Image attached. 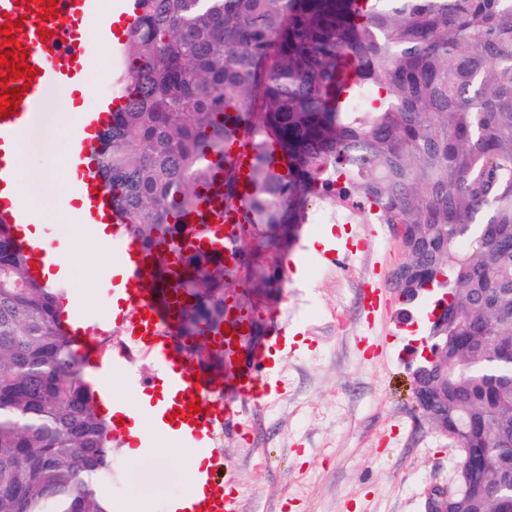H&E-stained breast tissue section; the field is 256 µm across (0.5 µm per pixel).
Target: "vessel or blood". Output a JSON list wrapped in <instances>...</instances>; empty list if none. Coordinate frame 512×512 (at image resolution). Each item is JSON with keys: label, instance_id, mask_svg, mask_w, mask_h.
Here are the masks:
<instances>
[{"label": "vessel or blood", "instance_id": "1", "mask_svg": "<svg viewBox=\"0 0 512 512\" xmlns=\"http://www.w3.org/2000/svg\"><path fill=\"white\" fill-rule=\"evenodd\" d=\"M100 17L98 0H55L53 11L43 9L40 0H0V25L21 21L16 35L19 45L26 48V61L36 71L32 83L23 79L9 82V89H23L24 94L14 114L0 119V221L10 224L17 240L36 267L31 274L42 278L51 260L50 253L41 246L26 242L24 229L31 223L32 215L15 197L16 175L20 164V145L25 132L41 116L45 90L63 82L83 80L92 68L96 47L87 36V27ZM48 33V40H41V33ZM119 93L101 94L97 107L82 112L78 126L84 129V138L78 139L73 162L77 179L74 193L83 199L95 222L112 227V262L119 273L112 281L124 288L126 299L112 322L121 333L134 338L139 349L155 356L157 369L151 376L136 377L134 383L149 395L148 406L157 421L156 435L174 436L176 441L193 448L210 451L212 439L219 430L231 427L233 410L216 416L210 409L213 386L208 377H195L192 369L178 363V340L171 333L173 310L159 302L148 284L153 279L154 258L136 242L112 200L111 191L96 175L88 163L89 142L87 133L98 127L100 120L113 107L121 104ZM211 179L200 186L195 209L181 212L178 221L186 228L182 249L198 247L195 231L202 222L218 219L223 230L220 237L211 239L210 247L223 251L224 264L235 267L237 258L233 241L239 233L238 224L242 211L251 196V170L254 154L244 136L230 138L224 143L223 156H208ZM232 168L239 179L240 199L236 207H225L221 198L225 168ZM387 298L384 284L377 279L367 285L366 307L368 316H375L385 308ZM287 333L278 329L264 344L253 351L242 364L238 384L232 385V396L241 397L253 406L264 405L271 394H285L287 387L279 382L280 357L287 348ZM198 403V414L188 412L191 403ZM176 420L179 433H169V420ZM238 494L222 478L207 475L202 480V493L186 507H175L174 512H238Z\"/></svg>", "mask_w": 512, "mask_h": 512}]
</instances>
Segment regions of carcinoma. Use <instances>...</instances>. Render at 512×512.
<instances>
[{
    "instance_id": "cac0c4a2",
    "label": "carcinoma",
    "mask_w": 512,
    "mask_h": 512,
    "mask_svg": "<svg viewBox=\"0 0 512 512\" xmlns=\"http://www.w3.org/2000/svg\"><path fill=\"white\" fill-rule=\"evenodd\" d=\"M125 103L94 151L148 253L185 228L224 154L225 111L247 120L256 190L239 245L254 294L280 291L274 259L311 197L349 222L395 224L390 277L412 316L427 285L456 300L437 370L421 378L434 426L466 424L475 496L459 512H512V0H137ZM274 141L288 161L268 159ZM186 336L218 335L238 268L178 254ZM61 292L29 277L0 223V512H107L91 489L112 448Z\"/></svg>"
}]
</instances>
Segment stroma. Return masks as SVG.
Segmentation results:
<instances>
[{"label":"stroma","instance_id":"35a3bbf8","mask_svg":"<svg viewBox=\"0 0 512 512\" xmlns=\"http://www.w3.org/2000/svg\"><path fill=\"white\" fill-rule=\"evenodd\" d=\"M75 121L72 113H43L20 173L22 193H35L33 173L48 159L69 154V136L55 129ZM47 211L44 236L70 270L65 291L89 317L90 338H99L112 329L103 247L77 224L66 197L49 202ZM327 235L331 248L352 250V257L333 264L310 250V240ZM402 259L394 225L374 228L357 217L347 224L335 208L310 199L298 242L279 259L288 279L261 309L268 331L288 327L281 370L288 393L261 407L244 406L243 429L215 441L224 452V480L239 494V512H424L429 488L454 478L458 453L420 422L399 345L387 344L376 357L361 342L365 335L384 341L398 309L389 299L368 326L364 286L374 276L389 280ZM124 444L113 435L112 475L94 483L96 494L112 512H166L189 488L173 440L155 439L135 463Z\"/></svg>","mask_w":512,"mask_h":512}]
</instances>
